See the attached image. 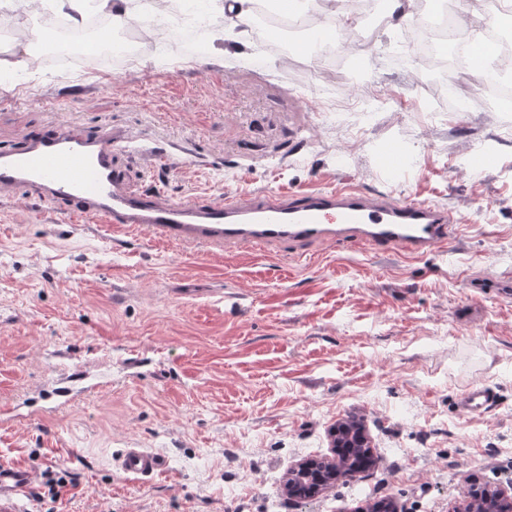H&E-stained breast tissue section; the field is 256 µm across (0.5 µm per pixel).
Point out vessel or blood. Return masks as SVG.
Instances as JSON below:
<instances>
[{"mask_svg": "<svg viewBox=\"0 0 512 512\" xmlns=\"http://www.w3.org/2000/svg\"><path fill=\"white\" fill-rule=\"evenodd\" d=\"M127 145L109 128L60 125L33 134L18 147L0 150V194H32L69 223L91 218L116 229L132 225L167 241L256 250L273 243L336 242L422 257L446 247L458 222L446 207L370 195L347 183L287 194L261 191L247 199L174 202L130 184L116 161ZM497 402L494 389L479 384L462 393L459 407L480 417ZM119 463L133 476L159 475L167 467L163 456L141 448L125 449ZM33 478L29 467L0 463V512H20Z\"/></svg>", "mask_w": 512, "mask_h": 512, "instance_id": "1", "label": "vessel or blood"}]
</instances>
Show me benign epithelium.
Instances as JSON below:
<instances>
[{
  "label": "benign epithelium",
  "instance_id": "obj_1",
  "mask_svg": "<svg viewBox=\"0 0 512 512\" xmlns=\"http://www.w3.org/2000/svg\"><path fill=\"white\" fill-rule=\"evenodd\" d=\"M332 437L333 456L300 464L288 472L287 489L291 494L310 497L334 483L341 466L351 462V448H362L372 456L365 426L358 420L350 431L343 424L337 425ZM454 512H512V495L502 488L477 487L474 495L463 496Z\"/></svg>",
  "mask_w": 512,
  "mask_h": 512
}]
</instances>
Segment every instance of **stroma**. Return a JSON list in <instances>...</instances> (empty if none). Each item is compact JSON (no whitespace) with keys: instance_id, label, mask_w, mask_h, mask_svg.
Instances as JSON below:
<instances>
[{"instance_id":"stroma-1","label":"stroma","mask_w":512,"mask_h":512,"mask_svg":"<svg viewBox=\"0 0 512 512\" xmlns=\"http://www.w3.org/2000/svg\"><path fill=\"white\" fill-rule=\"evenodd\" d=\"M380 25L341 68L302 46L252 65L229 40L180 68L169 46L138 64L18 66L0 78V149L54 124L104 127L172 157L121 152L140 188L219 200L343 182L447 206L460 231L413 258L360 245L264 251L168 242L90 219L70 224L32 196L0 200V461L35 472L30 512H454L473 486L512 487V114L425 112V78L396 63ZM408 159L390 180L384 153ZM77 372L87 394L42 393ZM484 384L480 418L459 398ZM361 419L375 466L298 499V462L330 455V430ZM144 448L165 474L128 476ZM73 473L41 497L53 465ZM498 402L497 393L487 385H475L466 390L459 399L461 412L471 417H481L492 411ZM119 463L125 473L133 476L159 475L167 467L163 456L142 448L125 449Z\"/></svg>"}]
</instances>
